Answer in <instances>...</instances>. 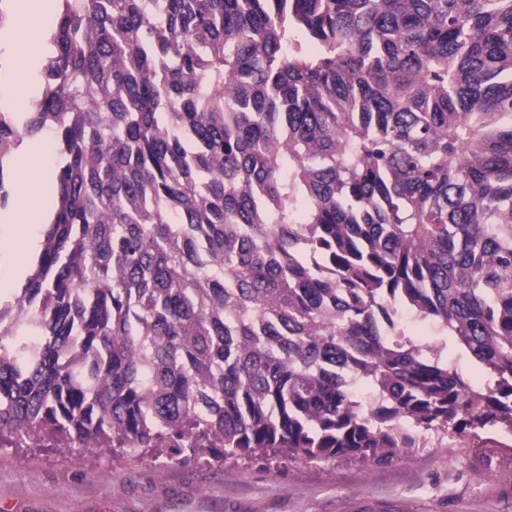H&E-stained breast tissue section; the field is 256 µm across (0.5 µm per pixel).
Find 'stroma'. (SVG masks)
Segmentation results:
<instances>
[{
    "instance_id": "35a3bbf8",
    "label": "stroma",
    "mask_w": 512,
    "mask_h": 512,
    "mask_svg": "<svg viewBox=\"0 0 512 512\" xmlns=\"http://www.w3.org/2000/svg\"><path fill=\"white\" fill-rule=\"evenodd\" d=\"M54 23L45 17L35 41L0 29V108L31 111ZM59 158L50 133L31 141L14 193L57 205ZM42 241L37 224L0 210V295L20 287ZM432 434L405 459L383 465L339 458L321 462L231 463L215 456L187 462L84 453L79 461L53 448H0V512H512V450L483 455Z\"/></svg>"
}]
</instances>
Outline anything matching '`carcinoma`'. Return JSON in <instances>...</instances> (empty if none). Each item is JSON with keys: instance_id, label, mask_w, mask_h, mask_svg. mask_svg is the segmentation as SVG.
<instances>
[{"instance_id": "cac0c4a2", "label": "carcinoma", "mask_w": 512, "mask_h": 512, "mask_svg": "<svg viewBox=\"0 0 512 512\" xmlns=\"http://www.w3.org/2000/svg\"><path fill=\"white\" fill-rule=\"evenodd\" d=\"M49 43L41 98L0 110V208L24 140L61 155L0 299L1 448L381 463L512 436V0H60ZM398 320L404 328L405 334L416 345L424 350L436 346L439 336L442 334L439 327L430 320L413 319L402 317ZM441 360L442 362H447L449 368L456 370L463 379L473 384H483L487 379L482 369L450 339L441 352Z\"/></svg>"}]
</instances>
